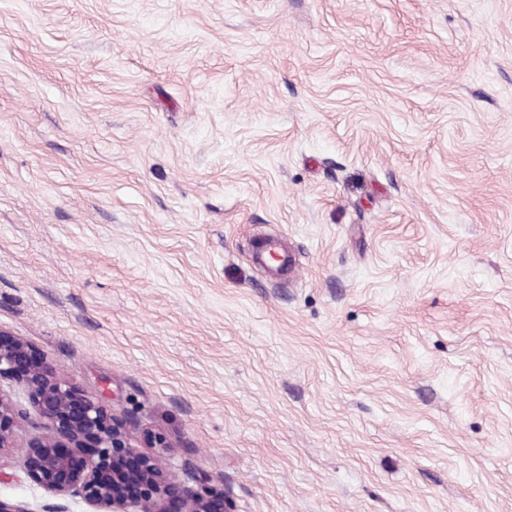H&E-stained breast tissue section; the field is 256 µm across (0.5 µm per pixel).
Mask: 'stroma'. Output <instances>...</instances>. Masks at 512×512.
<instances>
[{
    "label": "stroma",
    "instance_id": "1",
    "mask_svg": "<svg viewBox=\"0 0 512 512\" xmlns=\"http://www.w3.org/2000/svg\"><path fill=\"white\" fill-rule=\"evenodd\" d=\"M0 330L234 512H512V0H0Z\"/></svg>",
    "mask_w": 512,
    "mask_h": 512
}]
</instances>
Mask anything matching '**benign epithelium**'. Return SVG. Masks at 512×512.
Listing matches in <instances>:
<instances>
[{"instance_id": "7a95c632", "label": "benign epithelium", "mask_w": 512, "mask_h": 512, "mask_svg": "<svg viewBox=\"0 0 512 512\" xmlns=\"http://www.w3.org/2000/svg\"><path fill=\"white\" fill-rule=\"evenodd\" d=\"M15 381L29 392L44 433L22 444L31 481L55 495L78 497L92 512H213L224 491L195 475L190 485L177 465L162 462L166 443L144 455L135 470L118 460L135 451L129 434L136 424L108 418L105 405L79 393L72 379L25 342L0 330V383ZM26 411L0 394V449L14 444Z\"/></svg>"}]
</instances>
